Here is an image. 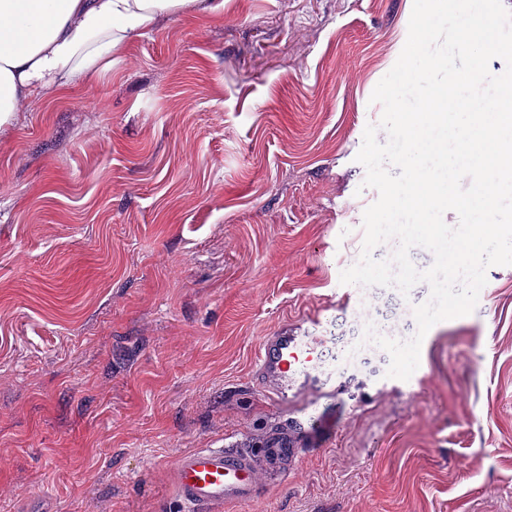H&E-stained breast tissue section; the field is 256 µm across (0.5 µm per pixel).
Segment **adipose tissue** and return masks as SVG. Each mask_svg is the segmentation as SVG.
Here are the masks:
<instances>
[{
	"instance_id": "obj_1",
	"label": "adipose tissue",
	"mask_w": 512,
	"mask_h": 512,
	"mask_svg": "<svg viewBox=\"0 0 512 512\" xmlns=\"http://www.w3.org/2000/svg\"><path fill=\"white\" fill-rule=\"evenodd\" d=\"M193 0H0V126L22 100L100 76L129 37Z\"/></svg>"
}]
</instances>
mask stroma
Listing matches in <instances>:
<instances>
[{
  "label": "stroma",
  "instance_id": "35a3bbf8",
  "mask_svg": "<svg viewBox=\"0 0 512 512\" xmlns=\"http://www.w3.org/2000/svg\"><path fill=\"white\" fill-rule=\"evenodd\" d=\"M412 8L182 10L0 126V512H179L180 455L281 421L252 366L284 322L327 339L328 438L229 512H512V266L406 381L359 342L410 339L429 285L340 282Z\"/></svg>",
  "mask_w": 512,
  "mask_h": 512
}]
</instances>
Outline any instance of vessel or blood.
<instances>
[{
    "instance_id": "b4317fda",
    "label": "vessel or blood",
    "mask_w": 512,
    "mask_h": 512,
    "mask_svg": "<svg viewBox=\"0 0 512 512\" xmlns=\"http://www.w3.org/2000/svg\"><path fill=\"white\" fill-rule=\"evenodd\" d=\"M321 347L318 337L297 336L280 327L258 351L259 385L279 404H287L296 383L317 382ZM307 435L300 422H286L252 448H196L182 454L175 463L174 493L183 512L255 502L262 473L290 468Z\"/></svg>"
}]
</instances>
